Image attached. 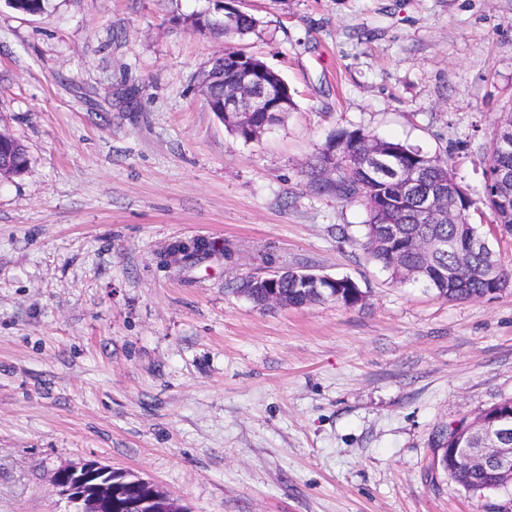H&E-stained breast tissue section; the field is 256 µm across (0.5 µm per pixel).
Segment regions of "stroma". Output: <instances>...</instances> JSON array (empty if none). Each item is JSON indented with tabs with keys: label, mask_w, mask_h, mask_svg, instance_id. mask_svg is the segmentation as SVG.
<instances>
[{
	"label": "stroma",
	"mask_w": 512,
	"mask_h": 512,
	"mask_svg": "<svg viewBox=\"0 0 512 512\" xmlns=\"http://www.w3.org/2000/svg\"><path fill=\"white\" fill-rule=\"evenodd\" d=\"M207 0H0V512H68L59 469L134 473L189 512H512L436 463L440 432L512 398V288L448 301L393 282L365 211L308 187L356 128L447 158L482 202L512 109V0H247L251 33L183 21ZM228 48L293 106L228 132L201 73ZM224 254L165 266L172 244ZM347 277L365 298L264 310L243 279ZM0 160L1 168L5 169V176L20 174L28 163L24 146L5 134H0Z\"/></svg>",
	"instance_id": "35a3bbf8"
}]
</instances>
